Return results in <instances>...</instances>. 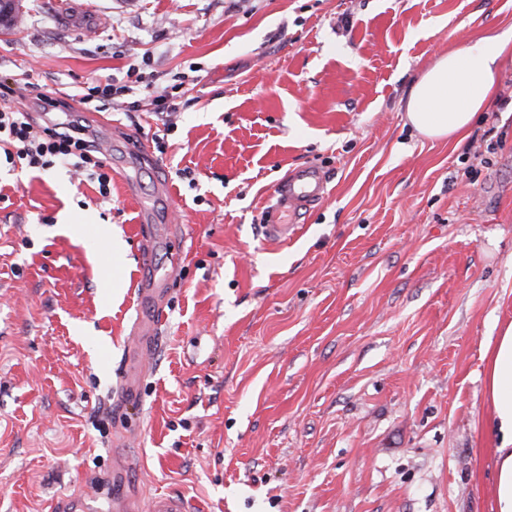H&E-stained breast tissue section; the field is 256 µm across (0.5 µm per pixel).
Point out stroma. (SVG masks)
Instances as JSON below:
<instances>
[{
	"label": "stroma",
	"mask_w": 512,
	"mask_h": 512,
	"mask_svg": "<svg viewBox=\"0 0 512 512\" xmlns=\"http://www.w3.org/2000/svg\"><path fill=\"white\" fill-rule=\"evenodd\" d=\"M56 2L20 0L0 79L69 99L112 180L103 196L64 166L0 165V512H113L119 491L193 512H491L512 50L465 139L405 114L440 56L512 35V0H87L92 30ZM131 68L193 83L161 141L155 113L74 99ZM300 166L329 193L267 241ZM144 225L172 276L163 347L123 405Z\"/></svg>",
	"instance_id": "35a3bbf8"
}]
</instances>
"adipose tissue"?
<instances>
[{"instance_id": "1", "label": "adipose tissue", "mask_w": 512, "mask_h": 512, "mask_svg": "<svg viewBox=\"0 0 512 512\" xmlns=\"http://www.w3.org/2000/svg\"><path fill=\"white\" fill-rule=\"evenodd\" d=\"M512 41L486 37L440 57L413 85L406 113L422 135L450 138L476 120L494 86L496 65ZM485 389L500 444L495 450L494 512H512V323L489 341Z\"/></svg>"}]
</instances>
